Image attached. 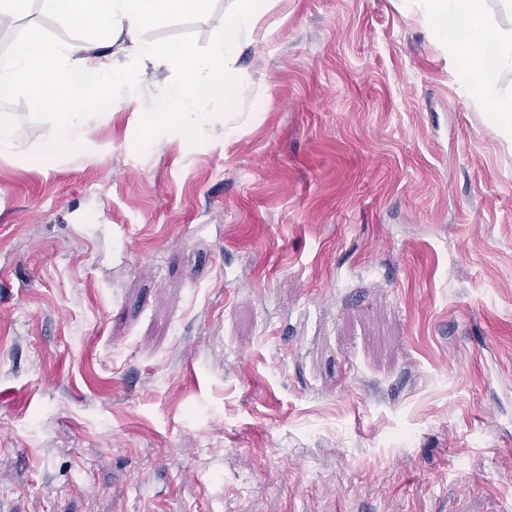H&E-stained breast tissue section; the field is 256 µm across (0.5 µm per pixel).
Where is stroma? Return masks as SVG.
I'll return each mask as SVG.
<instances>
[{
    "mask_svg": "<svg viewBox=\"0 0 512 512\" xmlns=\"http://www.w3.org/2000/svg\"><path fill=\"white\" fill-rule=\"evenodd\" d=\"M233 0L149 25L206 56ZM93 32L26 0L0 56ZM214 132L0 99L10 512H512V150L402 0H264Z\"/></svg>",
    "mask_w": 512,
    "mask_h": 512,
    "instance_id": "obj_1",
    "label": "stroma"
}]
</instances>
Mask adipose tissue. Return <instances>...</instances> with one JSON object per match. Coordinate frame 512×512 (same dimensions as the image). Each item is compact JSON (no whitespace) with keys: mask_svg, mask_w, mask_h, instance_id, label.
<instances>
[{"mask_svg":"<svg viewBox=\"0 0 512 512\" xmlns=\"http://www.w3.org/2000/svg\"><path fill=\"white\" fill-rule=\"evenodd\" d=\"M207 0H42L44 7L69 21L87 28L106 25L109 43L129 58L118 65L111 55L89 59V46L71 45L63 49V61L52 60L39 32H31L11 56L0 57V97L9 96L23 76L39 62H46L49 79L41 91L46 102L64 109L66 119L47 133L43 152L80 146L88 135L83 108L89 87L77 83L78 73L89 71L97 78H111L113 87L124 91L128 103L141 116L169 113L178 117L184 134L202 140L211 132L203 99L224 96V135L234 136L242 118L237 110L239 49L257 35L260 12L254 0H235L224 22V31L208 56L198 57L186 46L158 48L142 38L144 29L155 19L170 15L198 14ZM407 9L420 10L436 39L462 75L461 87L485 109L487 119L506 142L512 143V95L500 87L503 74L512 73V29L495 24L488 12V0H403ZM182 66V82L168 86L163 93L144 92L147 69L161 70Z\"/></svg>","mask_w":512,"mask_h":512,"instance_id":"obj_1","label":"adipose tissue"}]
</instances>
